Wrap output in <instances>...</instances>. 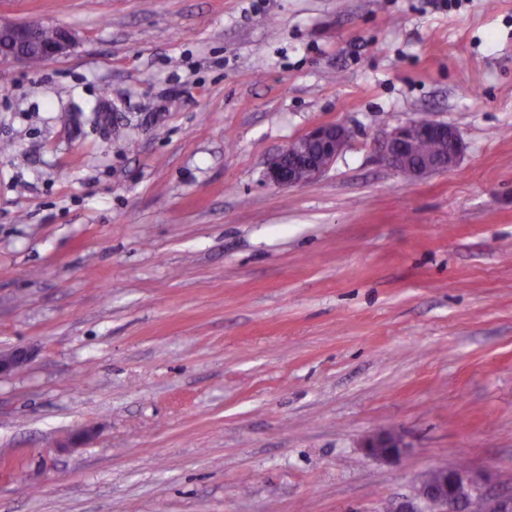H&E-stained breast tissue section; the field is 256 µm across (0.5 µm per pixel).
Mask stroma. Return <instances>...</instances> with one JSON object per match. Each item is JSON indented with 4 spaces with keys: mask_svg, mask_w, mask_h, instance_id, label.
<instances>
[{
    "mask_svg": "<svg viewBox=\"0 0 512 512\" xmlns=\"http://www.w3.org/2000/svg\"><path fill=\"white\" fill-rule=\"evenodd\" d=\"M0 16L76 37L0 66V350L32 355L0 512H385L458 466L512 495V0ZM418 120L465 152L412 179L376 144ZM320 123L332 167L265 182ZM350 138L351 130L345 125H316L268 159L265 178L282 188L315 181L335 163ZM308 148H313L315 154H310ZM297 168L302 169L300 177L295 176ZM364 448H367V452L371 456L385 458L399 456L402 449L405 448V445L397 434L392 432H380L369 438Z\"/></svg>",
    "mask_w": 512,
    "mask_h": 512,
    "instance_id": "obj_1",
    "label": "stroma"
}]
</instances>
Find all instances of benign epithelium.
<instances>
[{"label": "benign epithelium", "mask_w": 512, "mask_h": 512, "mask_svg": "<svg viewBox=\"0 0 512 512\" xmlns=\"http://www.w3.org/2000/svg\"><path fill=\"white\" fill-rule=\"evenodd\" d=\"M46 29L38 23L10 22L0 19V39L7 46L0 48V65L4 63H30L28 49L37 46L42 56L52 61L66 54L74 44L73 34L63 28H52V39L37 42V36ZM450 132L452 150L449 160L442 166L422 163L413 158L411 151L416 138ZM351 130L342 124H319L303 136L271 156L266 164V180L282 188H290L320 178L348 144ZM382 159L391 169L411 178H422L443 171L455 164L464 152V144L457 130L443 122H409L397 127L380 146ZM30 359L28 351L18 348L0 352V377L25 365ZM367 452L374 457H397L405 448L401 438L392 432H380L365 443ZM479 496L485 512H512V497L495 498L483 495L477 479L466 469L441 468L431 471L422 482L415 497L401 502L393 512H465L466 501L461 491Z\"/></svg>", "instance_id": "7a95c632"}]
</instances>
